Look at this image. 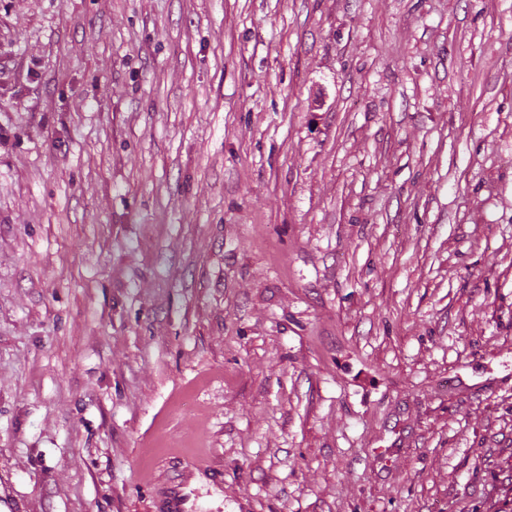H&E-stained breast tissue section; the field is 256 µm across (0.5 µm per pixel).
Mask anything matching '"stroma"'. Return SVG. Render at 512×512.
Listing matches in <instances>:
<instances>
[{
  "instance_id": "obj_1",
  "label": "stroma",
  "mask_w": 512,
  "mask_h": 512,
  "mask_svg": "<svg viewBox=\"0 0 512 512\" xmlns=\"http://www.w3.org/2000/svg\"><path fill=\"white\" fill-rule=\"evenodd\" d=\"M512 512V0H0V482L23 512ZM187 480L184 479L181 484L171 488L161 498L160 510L162 512H196L191 505L188 507L190 495L185 494L183 488L186 487Z\"/></svg>"
}]
</instances>
